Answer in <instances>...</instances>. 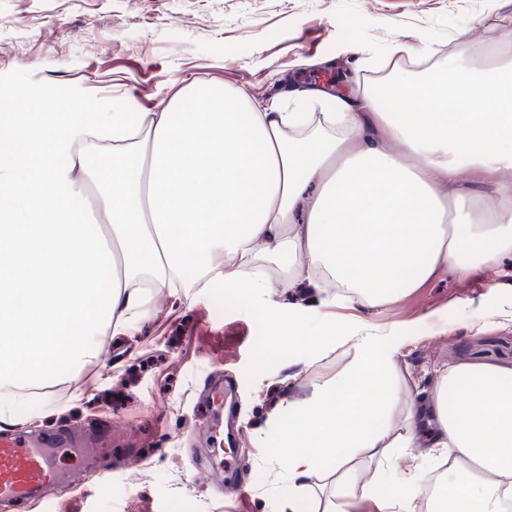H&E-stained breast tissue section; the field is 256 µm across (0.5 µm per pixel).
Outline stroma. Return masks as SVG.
<instances>
[{
    "mask_svg": "<svg viewBox=\"0 0 512 512\" xmlns=\"http://www.w3.org/2000/svg\"><path fill=\"white\" fill-rule=\"evenodd\" d=\"M428 43L434 63L473 62L495 43L512 49V0H0V87L43 86L96 112L128 97L153 112L191 82L264 102L292 87L377 85L392 73L394 46ZM320 296L303 282L260 299L244 282L153 299L134 333L109 335L107 362L81 367L79 397L44 387L37 397L53 416L13 419L42 433L94 430L104 445L81 490L48 491L35 512H323L330 462L307 488L289 485L277 424L288 403L309 402L335 377L360 321L403 325L401 391L420 400L436 398L448 368L512 369V277L500 269L441 273L396 303L355 308L351 320L337 308L339 336L323 351L309 325L276 347L275 320ZM220 377L238 382L244 425L236 477L221 486L200 474L212 438L195 427ZM128 459L145 460L149 476L135 479Z\"/></svg>",
    "mask_w": 512,
    "mask_h": 512,
    "instance_id": "1",
    "label": "stroma"
}]
</instances>
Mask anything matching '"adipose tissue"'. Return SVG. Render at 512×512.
I'll list each match as a JSON object with an SVG mask.
<instances>
[{
    "label": "adipose tissue",
    "instance_id": "1",
    "mask_svg": "<svg viewBox=\"0 0 512 512\" xmlns=\"http://www.w3.org/2000/svg\"><path fill=\"white\" fill-rule=\"evenodd\" d=\"M389 90L314 85L289 92L295 112L200 87L158 112L131 98L87 112L44 87L29 95L47 112L0 97V421L49 413L32 389L105 361L102 331L135 328L186 267L264 295L258 257L287 253L282 288L323 270L339 287L328 308L394 303L442 271L512 259V57L454 56L441 78L400 68ZM307 105L325 110L312 132ZM398 334L357 339L315 399L289 406V483L336 462L327 512H347L372 487L346 464L427 439L454 454L440 512H506L512 371L452 368L430 406L403 402Z\"/></svg>",
    "mask_w": 512,
    "mask_h": 512
}]
</instances>
